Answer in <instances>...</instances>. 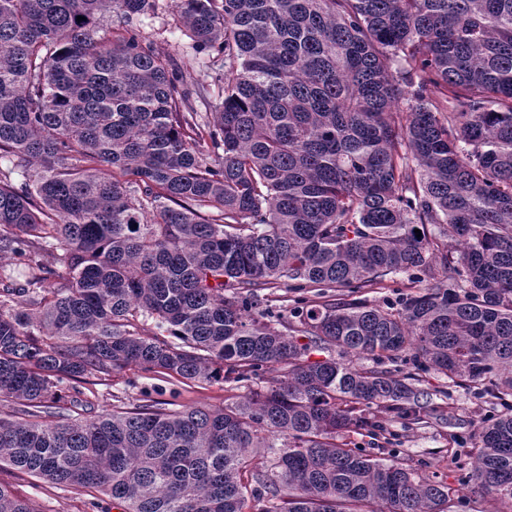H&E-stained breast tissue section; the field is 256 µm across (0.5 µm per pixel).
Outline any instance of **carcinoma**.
<instances>
[{
    "instance_id": "obj_1",
    "label": "carcinoma",
    "mask_w": 512,
    "mask_h": 512,
    "mask_svg": "<svg viewBox=\"0 0 512 512\" xmlns=\"http://www.w3.org/2000/svg\"><path fill=\"white\" fill-rule=\"evenodd\" d=\"M156 7L0 0V463L123 512H451L352 436L423 422L388 363L512 396V0H175L197 76L99 39ZM400 275L422 291L336 299ZM126 369L257 388L63 414L60 383ZM472 479L512 503V413Z\"/></svg>"
}]
</instances>
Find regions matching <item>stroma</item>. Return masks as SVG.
Here are the masks:
<instances>
[{
  "label": "stroma",
  "mask_w": 512,
  "mask_h": 512,
  "mask_svg": "<svg viewBox=\"0 0 512 512\" xmlns=\"http://www.w3.org/2000/svg\"><path fill=\"white\" fill-rule=\"evenodd\" d=\"M131 24L155 49L193 66L191 40L175 15L173 0H158L155 12L135 18ZM421 386L432 393L425 422L412 424L384 417V431L376 441L378 457H397L404 467L437 476L455 488L452 512H512V505L495 495L473 491L469 479L479 426L499 414L498 401L434 373L424 374ZM247 392L240 383H190L132 369L86 385L82 404L71 405L68 415L83 420L148 400L164 402L166 409L172 411L197 406L214 408L236 402ZM0 486L27 500L34 512H122L102 492L64 491L12 466H0Z\"/></svg>",
  "instance_id": "stroma-1"
}]
</instances>
